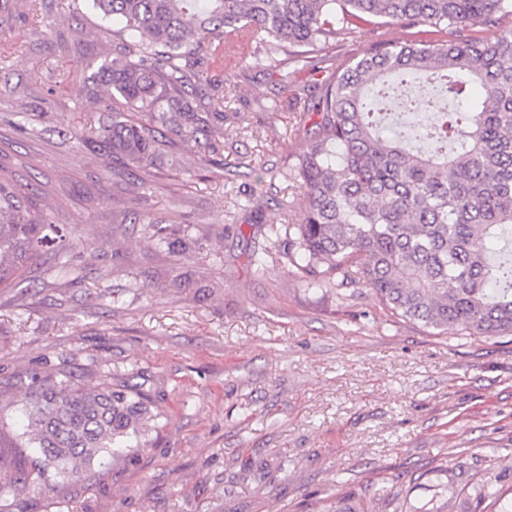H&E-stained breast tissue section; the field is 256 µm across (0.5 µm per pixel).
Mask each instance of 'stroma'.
I'll return each mask as SVG.
<instances>
[{"mask_svg":"<svg viewBox=\"0 0 512 512\" xmlns=\"http://www.w3.org/2000/svg\"><path fill=\"white\" fill-rule=\"evenodd\" d=\"M395 35L338 33L297 88ZM112 48L92 0H43L39 19L0 24V175L28 187L48 223L82 234L0 288V419L21 428L15 402L36 372L90 387L115 372L143 379L165 419L133 458L31 485L25 512H317L336 497L400 512L438 481L440 512H488L473 492L488 480L511 501L512 336L432 335L360 283L341 296L305 289L287 242L266 237L300 221L305 189L286 172L316 120L305 97L271 111L279 62L212 70L215 166L198 169L169 132L168 164L140 187L92 146L106 92L87 78ZM136 210L199 247L144 242Z\"/></svg>","mask_w":512,"mask_h":512,"instance_id":"stroma-1","label":"stroma"}]
</instances>
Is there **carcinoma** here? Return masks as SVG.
Wrapping results in <instances>:
<instances>
[{
  "label": "carcinoma",
  "mask_w": 512,
  "mask_h": 512,
  "mask_svg": "<svg viewBox=\"0 0 512 512\" xmlns=\"http://www.w3.org/2000/svg\"><path fill=\"white\" fill-rule=\"evenodd\" d=\"M120 25L97 78L107 112L95 146L145 186L164 167L158 136L172 125L193 139L218 90L207 71L262 49L307 67L337 30L362 23L424 37L377 41L319 89L315 130L297 155L306 190L290 251L309 288L361 275L398 319L441 333L512 336V29L492 41L455 33L512 14V0H93ZM130 32L139 40L128 42ZM417 76L465 106L437 112L424 131L382 125V106L415 112L434 98L404 88ZM147 241L168 244L163 220L138 212ZM73 231L45 224L0 181V288L34 261L66 249ZM141 384L118 375L89 389L72 378L34 379L22 399L26 431L14 447L38 450L23 481H0V512H17L29 483L77 482L103 462L149 446L159 414Z\"/></svg>",
  "instance_id": "carcinoma-1"
}]
</instances>
